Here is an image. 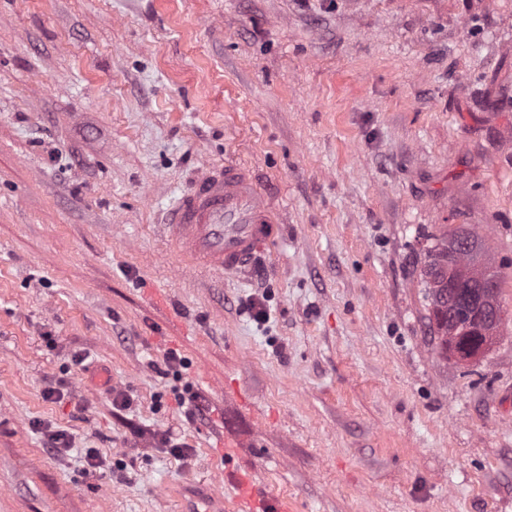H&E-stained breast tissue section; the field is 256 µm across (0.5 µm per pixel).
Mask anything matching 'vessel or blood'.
Returning <instances> with one entry per match:
<instances>
[{
  "label": "vessel or blood",
  "mask_w": 512,
  "mask_h": 512,
  "mask_svg": "<svg viewBox=\"0 0 512 512\" xmlns=\"http://www.w3.org/2000/svg\"><path fill=\"white\" fill-rule=\"evenodd\" d=\"M283 219L250 167L209 166L166 217L181 259L200 272L239 271L270 248Z\"/></svg>",
  "instance_id": "vessel-or-blood-1"
}]
</instances>
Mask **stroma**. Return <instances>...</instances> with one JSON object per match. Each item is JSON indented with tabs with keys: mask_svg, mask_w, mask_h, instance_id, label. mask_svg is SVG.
Listing matches in <instances>:
<instances>
[{
	"mask_svg": "<svg viewBox=\"0 0 512 512\" xmlns=\"http://www.w3.org/2000/svg\"><path fill=\"white\" fill-rule=\"evenodd\" d=\"M227 160L286 222L194 272L165 213ZM464 225L505 324L444 361L419 274ZM249 478L293 512H512V0H0V512L201 482L235 512Z\"/></svg>",
	"mask_w": 512,
	"mask_h": 512,
	"instance_id": "stroma-1",
	"label": "stroma"
}]
</instances>
